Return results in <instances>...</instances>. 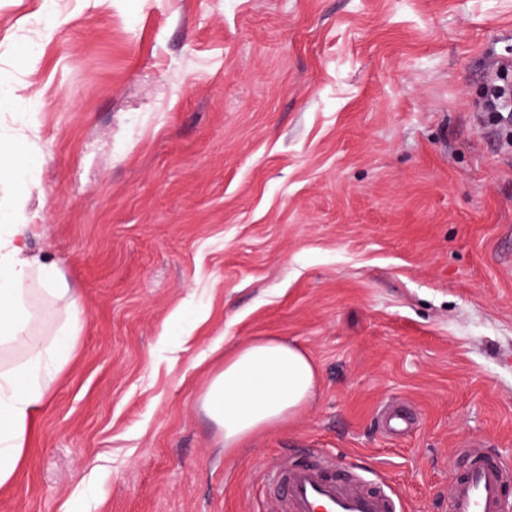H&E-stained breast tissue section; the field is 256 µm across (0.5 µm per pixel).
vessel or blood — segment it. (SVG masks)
<instances>
[{"label": "vessel or blood", "mask_w": 512, "mask_h": 512, "mask_svg": "<svg viewBox=\"0 0 512 512\" xmlns=\"http://www.w3.org/2000/svg\"><path fill=\"white\" fill-rule=\"evenodd\" d=\"M384 429L392 435L405 434L412 417L405 410L386 407L380 414ZM460 450L470 457L466 473L454 480L448 494V512H512V500L504 490L512 484V461L486 455L477 440L461 442ZM365 465L350 463L341 472L309 463L291 468L276 466L268 480L286 503L284 512H399V499L386 480L365 485Z\"/></svg>", "instance_id": "obj_1"}]
</instances>
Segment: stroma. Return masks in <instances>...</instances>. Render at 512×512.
Wrapping results in <instances>:
<instances>
[{
	"instance_id": "stroma-1",
	"label": "stroma",
	"mask_w": 512,
	"mask_h": 512,
	"mask_svg": "<svg viewBox=\"0 0 512 512\" xmlns=\"http://www.w3.org/2000/svg\"><path fill=\"white\" fill-rule=\"evenodd\" d=\"M510 61L512 0H0V204L84 310L0 512H274L314 449L447 512L460 440L512 460ZM263 337L317 388L228 450L205 389ZM380 421L389 434L396 436L405 434L412 425L410 413L390 406L381 411Z\"/></svg>"
}]
</instances>
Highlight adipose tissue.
<instances>
[{"label": "adipose tissue", "instance_id": "1", "mask_svg": "<svg viewBox=\"0 0 512 512\" xmlns=\"http://www.w3.org/2000/svg\"><path fill=\"white\" fill-rule=\"evenodd\" d=\"M42 232V225L31 222L19 205L0 224V344L26 350L20 363L0 371V487L17 473L35 414L46 398V376L68 358L70 337L83 314L79 302L70 300L59 313L61 338L48 346L31 338V281L46 293L55 291L53 262L29 249L30 239ZM316 384L315 366L299 347L276 338L257 340L225 359L206 388L204 407L223 428L225 448H242L260 431L294 418L311 400Z\"/></svg>", "mask_w": 512, "mask_h": 512}]
</instances>
